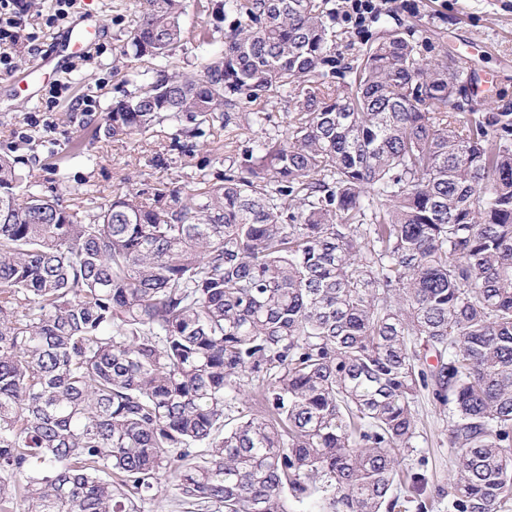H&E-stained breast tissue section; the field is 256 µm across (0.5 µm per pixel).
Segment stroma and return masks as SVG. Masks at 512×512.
<instances>
[{
    "label": "stroma",
    "instance_id": "stroma-1",
    "mask_svg": "<svg viewBox=\"0 0 512 512\" xmlns=\"http://www.w3.org/2000/svg\"><path fill=\"white\" fill-rule=\"evenodd\" d=\"M380 8L379 21L362 35L333 21L337 71L357 65L362 51L384 28L409 29L423 38L424 57L468 52L470 68L482 83V111L512 107V0H420L413 12L403 11L397 0H382ZM133 12V0H76L72 20L94 15L104 27L90 53L75 58L71 86L54 108L45 106V89L32 103L0 93V153L10 154L45 194L62 195L66 205L80 204L87 188L96 190L104 203L129 188H190L201 163L207 164L212 179H220L223 158L237 156L243 148L288 128L293 102L272 92L257 102H241L237 124L215 128L212 136L198 139L190 155L171 149L170 127L131 139L105 137L101 118L112 101L121 98L128 77L114 48L124 39ZM85 98L95 101L94 111L73 107V100ZM256 112L261 121H253ZM413 413L417 447L403 466L423 473L425 482L410 495L425 502L428 512H448L455 468L448 447V410L423 388L414 397Z\"/></svg>",
    "mask_w": 512,
    "mask_h": 512
}]
</instances>
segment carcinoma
Listing matches in <instances>:
<instances>
[{"instance_id": "cac0c4a2", "label": "carcinoma", "mask_w": 512, "mask_h": 512, "mask_svg": "<svg viewBox=\"0 0 512 512\" xmlns=\"http://www.w3.org/2000/svg\"><path fill=\"white\" fill-rule=\"evenodd\" d=\"M328 0H137L105 133L288 132L221 183L74 209L0 154V512H422L390 497L418 388L448 408V512L512 506V110L458 117L472 77L389 29L341 90ZM195 71L170 69L186 35ZM258 382L263 413L241 400ZM185 22L187 25L197 23L207 25V28L210 29V32L213 34V37L216 40L215 45H221V41L224 39V22L222 23L217 20L215 14L212 15L211 13H204L202 15H198L193 6H190L188 8V16H186ZM175 484L168 483L157 497L142 503L141 512H202L182 500Z\"/></svg>"}]
</instances>
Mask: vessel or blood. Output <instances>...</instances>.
<instances>
[{
    "mask_svg": "<svg viewBox=\"0 0 512 512\" xmlns=\"http://www.w3.org/2000/svg\"><path fill=\"white\" fill-rule=\"evenodd\" d=\"M101 25V20L91 17L83 24L69 27L56 42L52 54L36 55L26 69L10 75L9 81L14 91L33 94V85L40 80L45 66L53 62L58 68H65L72 59L91 48Z\"/></svg>",
    "mask_w": 512,
    "mask_h": 512,
    "instance_id": "vessel-or-blood-1",
    "label": "vessel or blood"
}]
</instances>
